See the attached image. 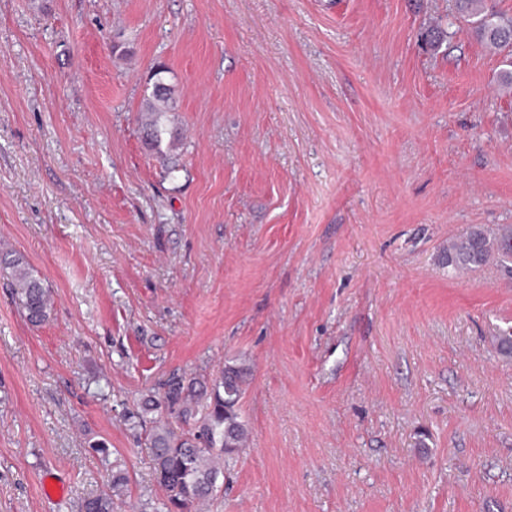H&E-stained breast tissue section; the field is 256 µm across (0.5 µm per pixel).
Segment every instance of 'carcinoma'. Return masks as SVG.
Masks as SVG:
<instances>
[{"label": "carcinoma", "mask_w": 512, "mask_h": 512, "mask_svg": "<svg viewBox=\"0 0 512 512\" xmlns=\"http://www.w3.org/2000/svg\"><path fill=\"white\" fill-rule=\"evenodd\" d=\"M458 10L472 18L477 34L496 52L512 46V17L488 8L487 0H456ZM170 89L153 90L145 101L148 120L143 127L147 145L160 150L166 134L163 118L171 111ZM448 266L455 270H473L495 259L505 276L512 278V225L495 232L474 227L448 244ZM0 271L14 290L16 303L32 325L48 319L50 292L41 279L21 259L0 261ZM246 382L241 365L226 364L212 378L173 377L161 384L156 393L142 398L137 426L150 423L144 430L145 445L151 448L155 478L164 489L165 512H197L200 502L211 499L218 491L222 471L215 460L232 455L247 437V425L239 412V402ZM205 408L203 417L192 423L198 407ZM156 417L147 419V415ZM183 420L186 429L176 433L160 415ZM125 483L123 474L112 473L110 492L83 499L79 512H113V497L120 496Z\"/></svg>", "instance_id": "1"}]
</instances>
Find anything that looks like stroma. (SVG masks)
<instances>
[{"instance_id":"35a3bbf8","label":"stroma","mask_w":512,"mask_h":512,"mask_svg":"<svg viewBox=\"0 0 512 512\" xmlns=\"http://www.w3.org/2000/svg\"><path fill=\"white\" fill-rule=\"evenodd\" d=\"M501 68L455 0H0V258L52 294L33 326L0 279V512L115 466L158 512L129 416L227 363L202 512H512V280L443 260L512 225ZM171 100L170 89L165 85L159 90H154L153 88L151 97L145 101L144 112L148 116V120L143 127L145 140L151 149L159 152L161 151L160 147L166 134L163 118L172 109Z\"/></svg>"}]
</instances>
